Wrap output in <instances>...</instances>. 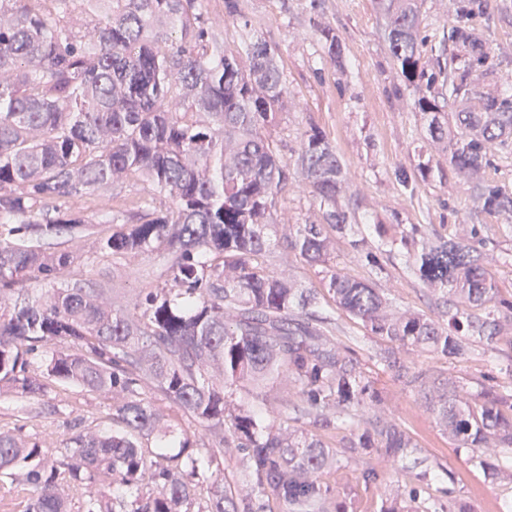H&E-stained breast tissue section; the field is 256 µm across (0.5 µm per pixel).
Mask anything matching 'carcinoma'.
<instances>
[{
  "instance_id": "carcinoma-1",
  "label": "carcinoma",
  "mask_w": 512,
  "mask_h": 512,
  "mask_svg": "<svg viewBox=\"0 0 512 512\" xmlns=\"http://www.w3.org/2000/svg\"><path fill=\"white\" fill-rule=\"evenodd\" d=\"M204 0H0V389L42 413L56 385L82 386L108 402L112 433L88 427L60 453L0 430V483L28 492L26 512H349L324 475L338 456L381 453L394 462L416 451L377 407L383 396L353 348L336 336L324 295L303 288L270 259L273 216L292 187L319 203L321 221L282 225L284 249L318 268L322 288L381 341L374 364L421 390L431 376L407 355L466 353L492 346L512 303L496 288L473 226L457 239L430 238L419 224L377 239H354L376 273L404 255L448 326L398 309L373 282L329 264L332 235L352 229L338 203L345 180L335 146L315 127L294 164L278 137L285 88L279 50L252 33L240 0L225 13L246 38L228 48ZM390 55L405 86L424 76L418 0H375ZM327 54L343 64L333 30L319 27ZM468 58L438 56L430 92L415 107L427 142L469 176L512 136V94L483 99L469 81L489 47L469 28L448 31ZM442 84H437L438 76ZM467 104L462 131L448 136L445 94ZM139 181L135 206L112 211V189ZM94 196L100 223L87 254L69 242L93 220L77 206ZM162 257L164 280L131 301L92 288L78 268L86 255ZM41 284L27 288L29 281ZM485 309L481 318L473 308ZM174 403L201 431H181L178 451L153 443L167 432L154 406ZM427 409L458 448L512 481V465L483 452L512 448V393L493 386L427 398ZM346 431L342 453L318 430ZM235 459L228 482L224 459ZM421 490L392 486L379 512H471Z\"/></svg>"
}]
</instances>
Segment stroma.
I'll return each mask as SVG.
<instances>
[{
	"instance_id": "stroma-1",
	"label": "stroma",
	"mask_w": 512,
	"mask_h": 512,
	"mask_svg": "<svg viewBox=\"0 0 512 512\" xmlns=\"http://www.w3.org/2000/svg\"><path fill=\"white\" fill-rule=\"evenodd\" d=\"M467 0H421V32L426 37L422 62L434 72L442 39L450 28L469 24L475 36L490 48L486 64L473 68L471 82L483 98L512 91V0H483V13L466 20ZM256 34L279 49L287 97L281 126L290 150L299 137L316 126L332 141L347 174L339 198L360 224H419L432 235L457 238L478 225L484 239L480 251L493 278L498 300L512 302V210L490 212L477 196L492 187L512 197V139L502 144L488 165L472 177L458 175L446 155L426 142L425 121L414 102L425 86L404 87L394 64L385 21L374 0H241ZM329 25L343 49L344 64L333 63L315 29ZM432 170L422 174V163ZM84 279L114 296L133 298L141 289L156 286L164 267L156 255L117 262L115 266H87ZM391 288L400 308L426 315L435 311L423 285L409 276L402 262L388 267L380 280ZM512 356V326L501 332L494 352L484 345L470 346L463 357L445 360L424 353L414 358L416 371L479 391L484 385H510L512 377L493 369L492 357ZM384 411L419 445L417 461L392 465L372 454L365 464L385 480L416 484L420 468L433 476L431 492L441 502H466L471 512H503L512 501V483L493 480L472 461L468 449L455 447L427 409L419 389L403 386L393 373L378 375ZM54 413L29 418L10 394L0 396V429L21 431L28 439L63 447L88 426L111 429L110 410L97 394L79 387L51 392ZM362 464V465H365ZM361 464L348 462L331 471L328 482L353 512H379L380 491L365 488L359 479Z\"/></svg>"
}]
</instances>
